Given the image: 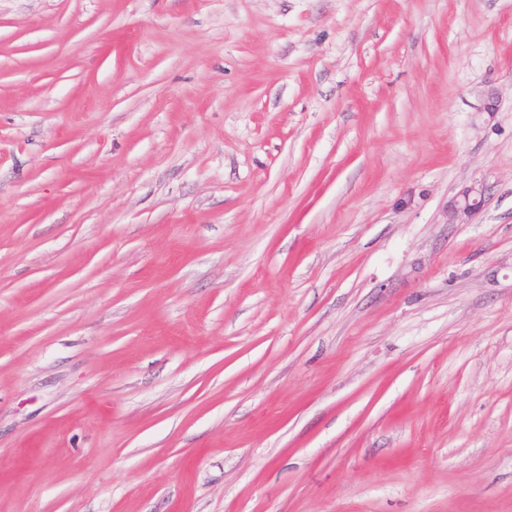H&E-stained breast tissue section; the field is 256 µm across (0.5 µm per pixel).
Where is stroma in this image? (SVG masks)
I'll use <instances>...</instances> for the list:
<instances>
[{
	"label": "stroma",
	"mask_w": 512,
	"mask_h": 512,
	"mask_svg": "<svg viewBox=\"0 0 512 512\" xmlns=\"http://www.w3.org/2000/svg\"><path fill=\"white\" fill-rule=\"evenodd\" d=\"M0 512H512V0H0ZM484 202L483 186H470L465 188L456 198L448 204V220L452 224H465Z\"/></svg>",
	"instance_id": "stroma-1"
}]
</instances>
